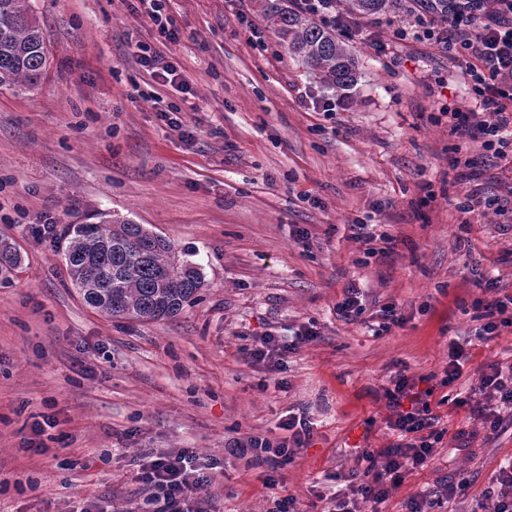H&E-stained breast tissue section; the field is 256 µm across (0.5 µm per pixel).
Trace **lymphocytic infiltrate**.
Returning a JSON list of instances; mask_svg holds the SVG:
<instances>
[{"label": "lymphocytic infiltrate", "instance_id": "obj_1", "mask_svg": "<svg viewBox=\"0 0 512 512\" xmlns=\"http://www.w3.org/2000/svg\"><path fill=\"white\" fill-rule=\"evenodd\" d=\"M457 7L447 24L431 18L415 19L393 31L395 39L431 41L450 56L464 60V83L470 107L449 103L442 115L449 132L461 143H480L482 162L486 165L512 164V0H455ZM482 288L495 292L493 300L474 302L478 326L475 336L486 342L512 328V292L500 293L497 280L482 281ZM433 388H420L415 379L400 375L384 389L390 411L387 425L396 441L379 450L362 449L358 459L361 469L351 472L344 489L325 501L324 512H359V502L370 503L371 512H385L392 489L406 474L425 468L435 460L438 446L446 434L440 428L441 416L431 405ZM441 404L463 409L482 421L489 431H497L502 417L500 407L512 408V364H495L483 371L476 387L465 395L442 396ZM286 429L292 430V444H272L251 439L230 446L234 457L247 451L269 453L289 461L291 446H303L310 438V428L301 419L289 417ZM152 494L150 503L158 512H205L198 498L203 478L190 451L175 455L153 456L142 473Z\"/></svg>", "mask_w": 512, "mask_h": 512}]
</instances>
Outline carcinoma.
<instances>
[{
	"label": "carcinoma",
	"instance_id": "obj_1",
	"mask_svg": "<svg viewBox=\"0 0 512 512\" xmlns=\"http://www.w3.org/2000/svg\"><path fill=\"white\" fill-rule=\"evenodd\" d=\"M28 0H0V88L38 84L49 65L43 32ZM448 0H344L353 17L404 12L448 20ZM266 17L288 49L325 86L346 89L356 81L355 61L336 29L293 5L270 3ZM64 253L72 285L90 307L141 320L172 317L205 286L195 265L175 246L130 219L69 225ZM21 264L17 250L0 239V279Z\"/></svg>",
	"mask_w": 512,
	"mask_h": 512
}]
</instances>
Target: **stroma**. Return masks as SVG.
<instances>
[{
	"mask_svg": "<svg viewBox=\"0 0 512 512\" xmlns=\"http://www.w3.org/2000/svg\"><path fill=\"white\" fill-rule=\"evenodd\" d=\"M50 64L37 86L0 91V236L22 262L0 283V512H129L149 497L150 457L192 450L213 512H320L363 448L395 441L392 377L442 374L469 340L475 277L512 289V236L494 213L463 218L472 187L448 166L457 143L438 118L465 101L457 61L393 38L404 14L364 19L348 45L358 77L316 83L265 17L267 0H166L177 43H160L140 0H29ZM144 41L177 62L186 91L142 67ZM389 43L387 53L376 42ZM331 100L326 115L303 91ZM172 116H165L166 108ZM129 218L200 269L199 299L158 321L88 307L70 284L71 224ZM394 237L368 256L350 224ZM54 221L56 238L36 232ZM367 314L395 305L402 326L372 335L336 305L348 285ZM313 340L276 372L251 363L255 338ZM512 362V331L479 344L452 392ZM310 440L282 466L229 455V442H279L288 416ZM441 454L392 490L388 512L451 473L466 484L438 512H493L485 496L512 456V416L489 437L449 413Z\"/></svg>",
	"mask_w": 512,
	"mask_h": 512,
	"instance_id": "obj_1",
	"label": "stroma"
}]
</instances>
